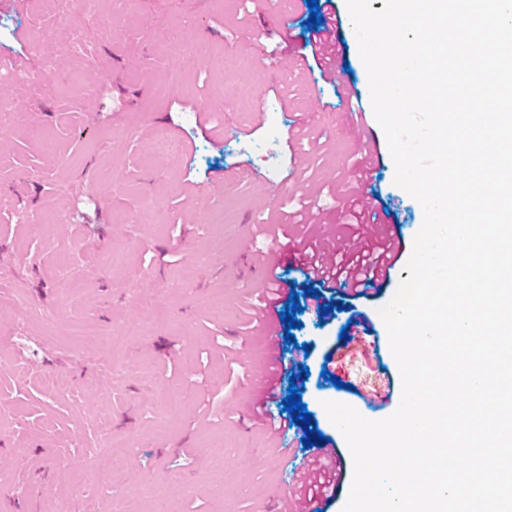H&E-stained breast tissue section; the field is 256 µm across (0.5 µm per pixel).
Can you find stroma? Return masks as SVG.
<instances>
[{
    "mask_svg": "<svg viewBox=\"0 0 512 512\" xmlns=\"http://www.w3.org/2000/svg\"><path fill=\"white\" fill-rule=\"evenodd\" d=\"M333 8L361 127L334 81L288 66L317 35L306 0H0V59L13 65L0 101L22 113L0 126V337L12 339L0 354V512H59L74 497L81 512H111L116 496L125 512H281L304 432L272 440L256 423L268 338L244 311L276 245L263 227L279 219L293 241L359 246L347 198L368 131L369 190L404 245L389 280L349 303L302 296L300 267L278 268L302 307L282 356L309 368L301 401L336 452V493L320 507L342 512L353 461L323 404L373 421L397 409L379 310L409 276L424 214L394 182L346 0ZM79 40L92 60L73 54ZM267 56L281 67H262ZM159 130L172 154H158ZM270 159L278 193L234 175ZM131 322L143 331L103 347ZM103 426L120 456L84 454Z\"/></svg>",
    "mask_w": 512,
    "mask_h": 512,
    "instance_id": "35a3bbf8",
    "label": "stroma"
}]
</instances>
